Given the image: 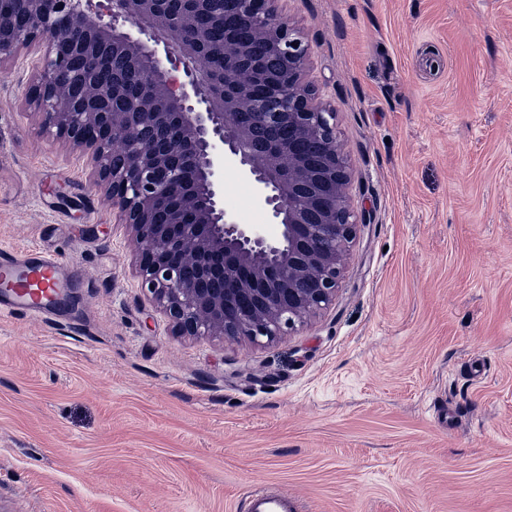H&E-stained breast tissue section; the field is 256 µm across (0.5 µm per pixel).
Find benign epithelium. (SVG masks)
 Wrapping results in <instances>:
<instances>
[{
    "label": "benign epithelium",
    "mask_w": 512,
    "mask_h": 512,
    "mask_svg": "<svg viewBox=\"0 0 512 512\" xmlns=\"http://www.w3.org/2000/svg\"><path fill=\"white\" fill-rule=\"evenodd\" d=\"M14 2L28 24L0 12V63L40 51L25 104L43 133L89 155L92 188L127 226L136 273L178 335L261 345L330 309L345 256L372 216L351 208L336 112L307 81L308 45L279 0H234L245 32L224 33L220 67L197 24L211 0H182L177 15L167 0H108L110 24L91 0ZM256 45L278 61L275 74L263 70ZM73 54L118 57L144 77L146 92L113 108L117 83L72 68ZM263 125L292 135L268 142ZM150 127L176 137L162 148L145 137ZM305 141L319 147L320 164L299 151ZM226 164L254 183L277 238L224 211ZM173 186L179 206L160 221Z\"/></svg>",
    "instance_id": "benign-epithelium-1"
}]
</instances>
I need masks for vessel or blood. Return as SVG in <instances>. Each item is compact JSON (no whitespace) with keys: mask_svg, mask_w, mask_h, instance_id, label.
<instances>
[{"mask_svg":"<svg viewBox=\"0 0 512 512\" xmlns=\"http://www.w3.org/2000/svg\"><path fill=\"white\" fill-rule=\"evenodd\" d=\"M83 279L72 265L38 247L0 251V311L50 318L70 289ZM295 498L258 487L247 497V512H294Z\"/></svg>","mask_w":512,"mask_h":512,"instance_id":"1","label":"vessel or blood"}]
</instances>
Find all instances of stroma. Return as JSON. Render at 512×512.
I'll use <instances>...</instances> for the list:
<instances>
[{
    "label": "stroma",
    "mask_w": 512,
    "mask_h": 512,
    "mask_svg": "<svg viewBox=\"0 0 512 512\" xmlns=\"http://www.w3.org/2000/svg\"><path fill=\"white\" fill-rule=\"evenodd\" d=\"M373 216L336 301L277 340L175 333L86 156L0 67V249L86 280L0 314V512H512V0H287ZM224 209L279 234L232 166ZM248 512H294L296 499L288 492L258 487L247 497Z\"/></svg>",
    "instance_id": "obj_1"
}]
</instances>
